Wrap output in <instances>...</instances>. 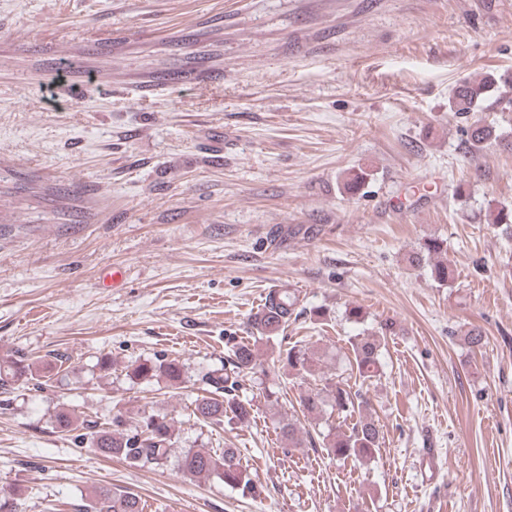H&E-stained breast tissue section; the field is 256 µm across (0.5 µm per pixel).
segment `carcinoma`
I'll list each match as a JSON object with an SVG mask.
<instances>
[{
  "mask_svg": "<svg viewBox=\"0 0 512 512\" xmlns=\"http://www.w3.org/2000/svg\"><path fill=\"white\" fill-rule=\"evenodd\" d=\"M495 81V74L489 73L478 81L462 83L448 101L450 111L457 115H468L479 106L487 89ZM497 139V127L494 123H475L466 132L465 152L474 154ZM489 212L492 224L501 227L502 234L512 237V214L507 209L492 204L489 205ZM443 251L444 242L430 238L419 251L409 256V262L418 266L428 264L432 279L444 285L448 283L450 276L448 263L434 260V256ZM304 313L305 310L299 307L298 297L294 292L288 288H273L266 294L261 308L251 316L250 325L259 338L284 342L283 348L279 350V362L288 369V373L302 378H316L320 382L319 387L300 395L299 404L303 410L312 413L327 402L332 411L336 412L339 422L328 433L321 432L314 438L310 433L303 432L295 422L283 419L279 421L280 434L288 440L291 448L320 446L328 455L338 460L349 457L370 460L382 445L380 426L367 415L359 417L347 429L343 428V422L353 417L365 404L356 386L371 383L380 374L381 341L373 335L355 336L351 343L353 360L349 362L348 376H320L318 353L302 345L301 341L291 342L285 336L290 323L297 321ZM255 366L254 346L247 342L235 344L224 362V373L211 376L207 380L212 391L194 401L196 418L206 423H221L226 419L240 422L248 420L253 405L251 401L241 399L235 391ZM33 374V364L24 357L0 365V389L11 387ZM132 374L140 380L163 378L174 385H180L184 382V365L175 357L139 360L135 362ZM89 442L90 447L102 454L134 466L160 465L177 454L172 423L153 414L142 417L133 427L125 419L115 416L112 418V428L91 432ZM179 454V468L184 474L191 477L213 474L222 479L224 485L237 489L244 495L255 493L256 486L242 468L236 449H188ZM89 508L92 512H143L144 505L133 493L99 487L90 498Z\"/></svg>",
  "mask_w": 512,
  "mask_h": 512,
  "instance_id": "carcinoma-1",
  "label": "carcinoma"
}]
</instances>
